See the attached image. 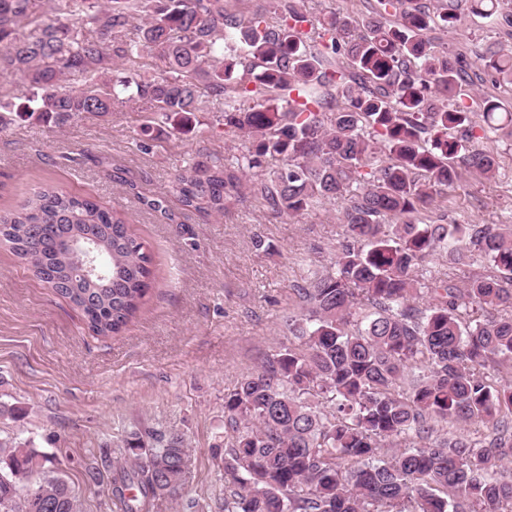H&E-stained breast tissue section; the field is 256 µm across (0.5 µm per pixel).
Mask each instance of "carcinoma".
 Returning a JSON list of instances; mask_svg holds the SVG:
<instances>
[{"instance_id": "1", "label": "carcinoma", "mask_w": 512, "mask_h": 512, "mask_svg": "<svg viewBox=\"0 0 512 512\" xmlns=\"http://www.w3.org/2000/svg\"><path fill=\"white\" fill-rule=\"evenodd\" d=\"M0 0V131L13 116L56 128L105 118L141 101L155 117L142 143L192 132L201 98L211 127L242 141L237 165L215 155L180 173L170 192L186 210L224 214L247 187L277 215L348 192L333 270L295 288L282 345L224 394V512H512V225L431 224L418 218L457 188L462 169L490 179L489 127L512 139V113L462 99V56L435 42L455 29L445 0H381L358 21L312 16L304 0ZM470 12L512 27L504 0ZM347 60L339 64L338 57ZM160 58L148 76L125 63ZM512 84V49L482 57ZM395 223H389V220ZM101 242L110 288L78 275L75 231ZM0 244L77 310L88 331L119 334L154 278L152 256L125 216L46 184L0 212ZM487 266L458 285L424 276ZM428 298L424 307L418 299ZM482 426L481 444L437 426ZM119 512H152L178 490L191 454L178 433L135 428L117 443ZM56 456L31 439L0 437V512H81Z\"/></svg>"}]
</instances>
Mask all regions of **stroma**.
I'll return each instance as SVG.
<instances>
[{
	"instance_id": "35a3bbf8",
	"label": "stroma",
	"mask_w": 512,
	"mask_h": 512,
	"mask_svg": "<svg viewBox=\"0 0 512 512\" xmlns=\"http://www.w3.org/2000/svg\"><path fill=\"white\" fill-rule=\"evenodd\" d=\"M433 36L463 53L476 94L512 105V85L493 84L481 64L488 50L512 46V27L465 13L457 30ZM200 107L194 132L147 150L136 136L151 117L145 102L60 129L18 120L0 131L1 210L54 183L123 211L156 266L136 316L119 335L97 338L0 247V398L24 411L5 430L56 455L83 512H117L114 443L138 424L178 432L192 450L179 495L155 512H221L224 395L287 342L286 321L300 312L294 285L329 269L342 239L340 198L296 216L272 214L247 191L227 197L220 216L170 198L184 167L240 152L238 141L209 129L211 101ZM482 147L497 157V175L464 172L431 221L512 224V141L492 135ZM159 197L167 212L148 208Z\"/></svg>"
}]
</instances>
